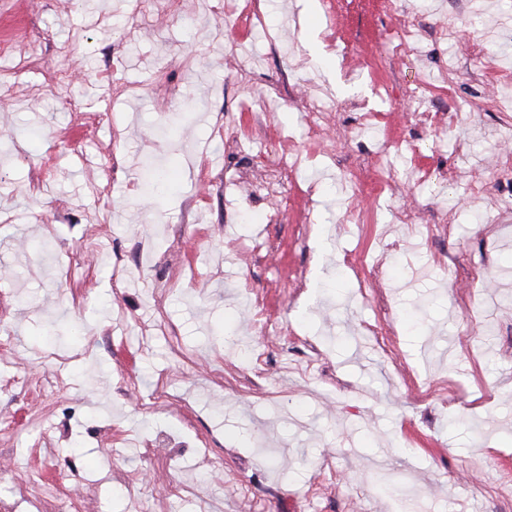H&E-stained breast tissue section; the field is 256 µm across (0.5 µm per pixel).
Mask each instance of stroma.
I'll return each instance as SVG.
<instances>
[{
    "label": "stroma",
    "mask_w": 512,
    "mask_h": 512,
    "mask_svg": "<svg viewBox=\"0 0 512 512\" xmlns=\"http://www.w3.org/2000/svg\"><path fill=\"white\" fill-rule=\"evenodd\" d=\"M227 2L233 26L143 0L129 34V0H0V512H398L380 474L411 512H512V187L490 167L512 0H408L407 60L385 0H262L264 33ZM116 55L140 94L102 81ZM165 59L183 101L154 92ZM301 91L374 129L299 137ZM228 126L297 158L287 184L207 182L238 166Z\"/></svg>",
    "instance_id": "35a3bbf8"
}]
</instances>
